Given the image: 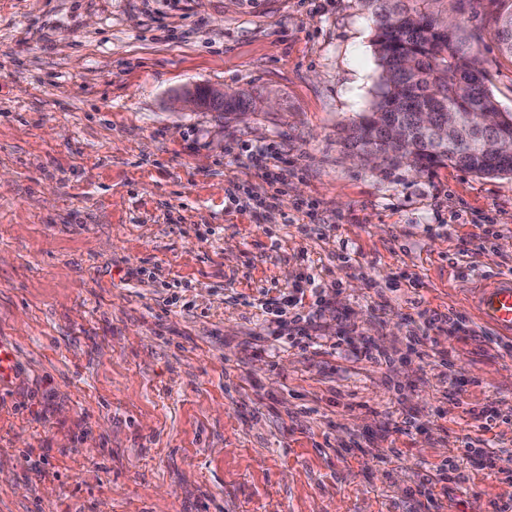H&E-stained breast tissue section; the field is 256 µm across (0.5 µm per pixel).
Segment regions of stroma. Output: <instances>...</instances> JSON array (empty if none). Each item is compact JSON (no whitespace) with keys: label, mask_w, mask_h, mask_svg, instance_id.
<instances>
[{"label":"stroma","mask_w":512,"mask_h":512,"mask_svg":"<svg viewBox=\"0 0 512 512\" xmlns=\"http://www.w3.org/2000/svg\"><path fill=\"white\" fill-rule=\"evenodd\" d=\"M458 21L512 112L489 0ZM372 39L361 0H0V512L512 505L477 421L512 345L465 306L512 273V175L351 163ZM313 279L309 345L270 336L254 301ZM466 437L491 457L440 472ZM198 85H194L191 87L184 88L179 96H178V104L182 109H205V100L201 95ZM204 88L206 93L208 94V99H216L218 101L224 102V105L232 104L238 101L243 97L241 91H232L224 89L221 86H204L200 87ZM256 105L252 101L244 97L240 99L233 106H226L224 108V112H249L254 111Z\"/></svg>","instance_id":"obj_1"}]
</instances>
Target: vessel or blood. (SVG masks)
Segmentation results:
<instances>
[{
  "label": "vessel or blood",
  "mask_w": 512,
  "mask_h": 512,
  "mask_svg": "<svg viewBox=\"0 0 512 512\" xmlns=\"http://www.w3.org/2000/svg\"><path fill=\"white\" fill-rule=\"evenodd\" d=\"M469 304L483 324L512 339V274L479 282L470 290Z\"/></svg>",
  "instance_id": "obj_1"
}]
</instances>
